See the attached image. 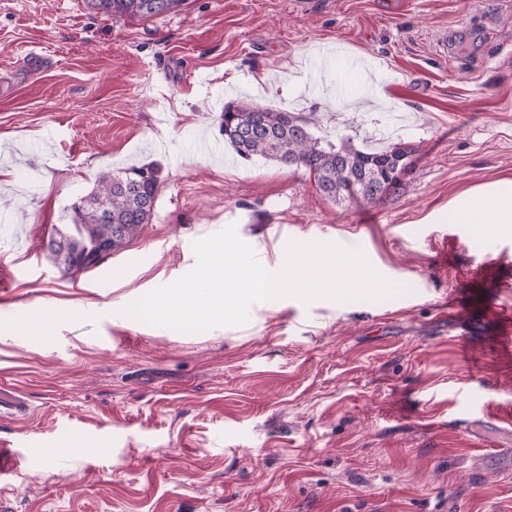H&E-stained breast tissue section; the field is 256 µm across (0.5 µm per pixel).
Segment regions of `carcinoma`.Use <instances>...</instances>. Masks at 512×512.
<instances>
[{
    "mask_svg": "<svg viewBox=\"0 0 512 512\" xmlns=\"http://www.w3.org/2000/svg\"><path fill=\"white\" fill-rule=\"evenodd\" d=\"M185 0H88L107 17L151 18L178 10ZM313 121L295 112L264 108L245 100L224 104V143L242 159L261 157L286 166H302L313 175L316 190L325 198L379 201L396 189L395 170L412 165L414 149L398 144L380 152H366L349 141L334 143L315 136ZM162 184L154 164L131 166L99 174L96 186L71 207L72 223L51 239L55 262L70 272L85 266L79 260L111 242L118 250L151 222Z\"/></svg>",
    "mask_w": 512,
    "mask_h": 512,
    "instance_id": "cac0c4a2",
    "label": "carcinoma"
}]
</instances>
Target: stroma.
I'll use <instances>...</instances> for the list:
<instances>
[{"label": "stroma", "instance_id": "stroma-1", "mask_svg": "<svg viewBox=\"0 0 512 512\" xmlns=\"http://www.w3.org/2000/svg\"><path fill=\"white\" fill-rule=\"evenodd\" d=\"M239 98L414 147L412 170L379 203L326 199L225 146ZM148 163L150 224L64 272L52 226L100 172ZM483 188L512 193V0H185L150 19L0 0V390L26 406L0 417L24 454L0 512H512V471L482 447L512 425V348L484 309H512V227L454 210ZM231 224L269 252L361 249L409 291L256 304L195 334L117 317ZM62 301L79 313L20 328Z\"/></svg>", "mask_w": 512, "mask_h": 512}]
</instances>
